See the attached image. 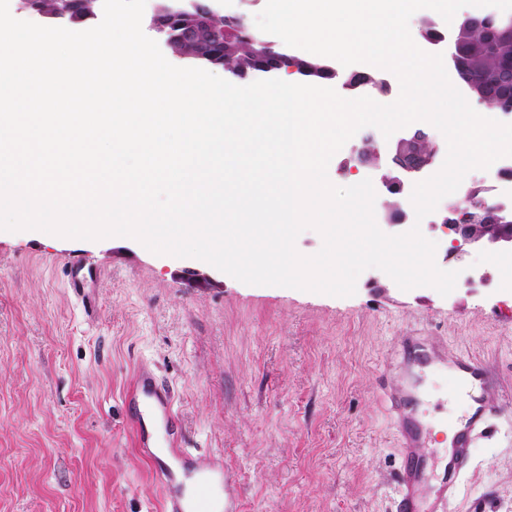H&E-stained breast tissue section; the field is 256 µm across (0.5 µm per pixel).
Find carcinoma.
Masks as SVG:
<instances>
[{"label": "carcinoma", "instance_id": "1", "mask_svg": "<svg viewBox=\"0 0 512 512\" xmlns=\"http://www.w3.org/2000/svg\"><path fill=\"white\" fill-rule=\"evenodd\" d=\"M100 0H19V6L31 10L36 9L42 17L57 23H72V18L80 17L91 21L97 14ZM156 11L169 23L173 31L194 26L196 6L186 0H156ZM208 28L224 40V55L214 60L200 53L195 43L180 38L170 42L171 51L183 58L207 65H218L224 74L240 78L246 71L272 68L276 72L285 71L290 65L297 68V73L308 80H331L336 77L335 69L324 57H298L290 54L277 44H270L262 33L250 26L241 18H227L217 12L208 18ZM420 38L427 44L440 41L445 34L433 20L425 18L419 26ZM456 51L461 61L460 77L484 85L496 82L503 74L505 63L512 61V37L496 35L489 27H478L461 22L455 32ZM375 84L379 95L387 94V85L377 80L373 72H357L350 76L349 84L353 87ZM512 96V84L503 83L498 93H486L476 97L477 104L488 110H495L499 99ZM433 148L428 134L415 130V141L411 149L394 151L391 166L404 168L414 166L423 161ZM377 142L372 134L362 140L358 154V162L380 166L384 158L377 156ZM491 204L486 199L480 200L472 191L464 193L460 199H452L448 206L454 211L466 208L475 209L482 204Z\"/></svg>", "mask_w": 512, "mask_h": 512}]
</instances>
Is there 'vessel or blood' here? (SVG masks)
I'll list each match as a JSON object with an SVG mask.
<instances>
[{
	"instance_id": "b4317fda",
	"label": "vessel or blood",
	"mask_w": 512,
	"mask_h": 512,
	"mask_svg": "<svg viewBox=\"0 0 512 512\" xmlns=\"http://www.w3.org/2000/svg\"><path fill=\"white\" fill-rule=\"evenodd\" d=\"M451 363L459 375L463 397L472 403V412L464 423H457L453 418L448 421L454 432L451 438L452 454L441 478L440 495L445 499L456 496L460 477L471 459L475 436L494 410L493 405H490L484 396V391L490 383L486 368L464 354L453 355ZM128 398L133 404L144 405L156 420L157 432L153 435L148 433L142 422H135L134 427L140 452L158 463L157 472L167 489L164 512H226L228 504L219 490L224 482V471L221 466L212 463L200 469L199 477L189 496L185 497L179 491L176 470L159 460L156 448L161 441L165 442L167 450L172 451L181 463L193 462L194 456L189 449L180 447L177 438L174 437L171 430L175 416L174 406L168 397L162 396L157 390L146 368H138L136 381ZM412 405V399L402 396L392 400V406L400 419L401 442L403 447L408 449L420 445L419 428L412 423L407 413ZM395 512H430L422 494L419 472L414 467H405L400 476Z\"/></svg>"
}]
</instances>
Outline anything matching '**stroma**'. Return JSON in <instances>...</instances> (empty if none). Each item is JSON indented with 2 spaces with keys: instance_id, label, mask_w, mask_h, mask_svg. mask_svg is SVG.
Returning <instances> with one entry per match:
<instances>
[{
  "instance_id": "obj_1",
  "label": "stroma",
  "mask_w": 512,
  "mask_h": 512,
  "mask_svg": "<svg viewBox=\"0 0 512 512\" xmlns=\"http://www.w3.org/2000/svg\"><path fill=\"white\" fill-rule=\"evenodd\" d=\"M361 142L336 153L334 185L379 179L355 160ZM74 260L96 274L82 295L64 275ZM468 261L487 284L382 291L371 268L335 297L247 285L126 237L0 231V512H161L127 399L142 365L183 447L223 464L235 512H394L406 457L390 395L412 390L429 434L465 409L447 365L387 369L404 337L477 358L491 399L512 397V276L493 254ZM440 454L430 441L415 457L435 512H512V412L477 435L449 502Z\"/></svg>"
}]
</instances>
